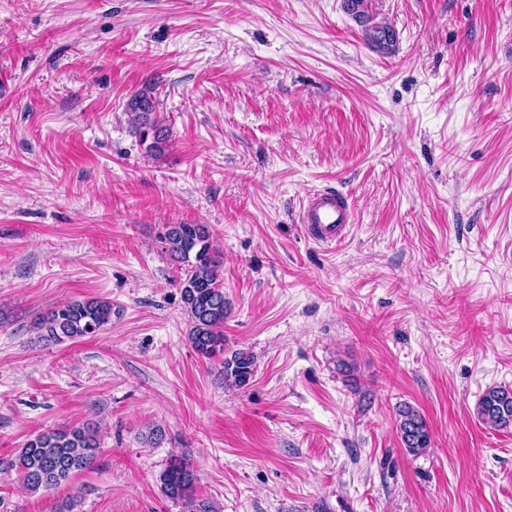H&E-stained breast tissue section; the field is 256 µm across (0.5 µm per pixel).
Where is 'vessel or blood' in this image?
Returning <instances> with one entry per match:
<instances>
[{"label":"vessel or blood","mask_w":512,"mask_h":512,"mask_svg":"<svg viewBox=\"0 0 512 512\" xmlns=\"http://www.w3.org/2000/svg\"><path fill=\"white\" fill-rule=\"evenodd\" d=\"M299 219L312 241L333 247L345 240L352 212L346 199L336 190L318 189L303 199Z\"/></svg>","instance_id":"b4317fda"}]
</instances>
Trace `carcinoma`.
<instances>
[{"instance_id": "obj_1", "label": "carcinoma", "mask_w": 512, "mask_h": 512, "mask_svg": "<svg viewBox=\"0 0 512 512\" xmlns=\"http://www.w3.org/2000/svg\"><path fill=\"white\" fill-rule=\"evenodd\" d=\"M346 8L364 27V39L374 48L389 50L396 42L394 30L373 21L366 0H345ZM155 89L147 84L127 104L130 132L140 142H150L149 149L163 152L170 130L157 117ZM171 257L187 264L180 281L183 308L189 319L188 339L193 350L204 358L225 353L224 319L230 302L220 279V262L202 224H167L161 236ZM112 321V303L97 298L60 303L50 309L36 326L41 339L61 343L92 336ZM224 386L246 387L255 374V360L246 351H236L222 362ZM477 413L483 423L496 428L512 427V388L492 387L482 395ZM397 431L403 447L419 455L431 447L429 426L419 411L410 405L397 410ZM99 448L97 432L91 427L68 431H46L28 440L10 463L33 492H49L68 483L72 476L86 469ZM197 478L186 458L175 457L159 474L161 493L182 504L184 512H215L211 502L196 497Z\"/></svg>"}]
</instances>
